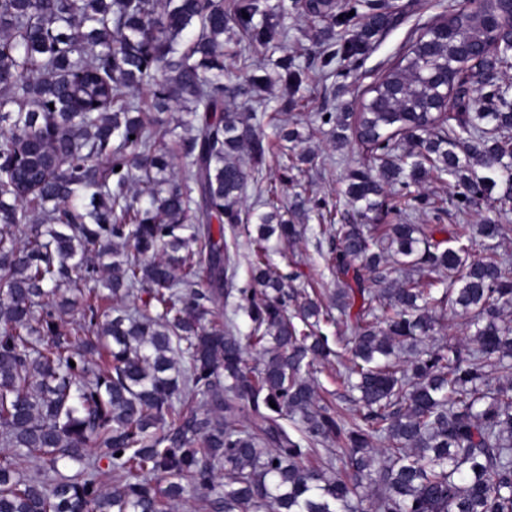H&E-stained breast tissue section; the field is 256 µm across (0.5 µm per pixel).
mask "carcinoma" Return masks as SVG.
Wrapping results in <instances>:
<instances>
[{"label": "carcinoma", "mask_w": 512, "mask_h": 512, "mask_svg": "<svg viewBox=\"0 0 512 512\" xmlns=\"http://www.w3.org/2000/svg\"><path fill=\"white\" fill-rule=\"evenodd\" d=\"M448 9L439 19L459 37H410L361 108L326 120L337 147L366 153L345 176L348 202L397 222L327 225L336 288L325 302L299 275L269 273L268 243L301 236L331 203L298 195L286 220L273 184L256 235L246 231L251 282L234 287L248 178L237 153L258 183L263 126L300 134L265 111L248 58L224 65V31L279 44L284 4L0 0V512H170L188 499L213 512H512V266L471 253L506 225L456 224L436 240L438 225L408 224L401 207L411 186L451 179L459 210L499 187L512 211V98L498 83L512 31L489 34L492 2ZM309 17L325 23L326 78L401 22L388 0H317ZM463 42L484 82L472 96L460 75L454 110L441 112L426 75ZM302 81L293 64L277 76L281 109ZM236 97L254 111H232ZM174 108L186 118L173 150L161 114ZM389 258L417 276L389 278ZM446 305L470 318L469 343L396 361ZM335 311L354 319L333 347L314 328ZM333 361L355 393L347 413L317 395L314 374Z\"/></svg>", "instance_id": "cac0c4a2"}]
</instances>
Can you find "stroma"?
Returning <instances> with one entry per match:
<instances>
[{
    "mask_svg": "<svg viewBox=\"0 0 512 512\" xmlns=\"http://www.w3.org/2000/svg\"><path fill=\"white\" fill-rule=\"evenodd\" d=\"M394 2L404 11L401 24L361 55L350 67L346 77L334 80L322 78L311 24L293 12L285 20L288 28L287 46L273 45L252 50L253 59L262 63L266 74L276 75L291 61L305 71V80L297 95V106L281 113L283 120L296 123L304 139V148L314 153L315 160L309 165L300 183L285 187L282 194L284 205H291L299 195L326 197L336 200L338 219L356 220V213L342 194L343 179L349 170L361 165L364 153L354 143L336 149L333 127L323 123L321 115L342 111L345 104L355 102L371 84L381 78L410 35L443 14L448 7V0ZM423 192L438 195L443 211L437 216L430 209H416L411 214V223L430 224L437 220L450 228L456 224H479L498 217L497 211L486 202L469 212H458L451 202L452 185L428 183ZM321 239L320 229L314 224L299 239L273 243L271 258L274 269L284 276L299 274L301 281L311 285L317 292L328 293L334 288L335 279L318 251L317 244Z\"/></svg>",
    "mask_w": 512,
    "mask_h": 512,
    "instance_id": "35a3bbf8",
    "label": "stroma"
}]
</instances>
